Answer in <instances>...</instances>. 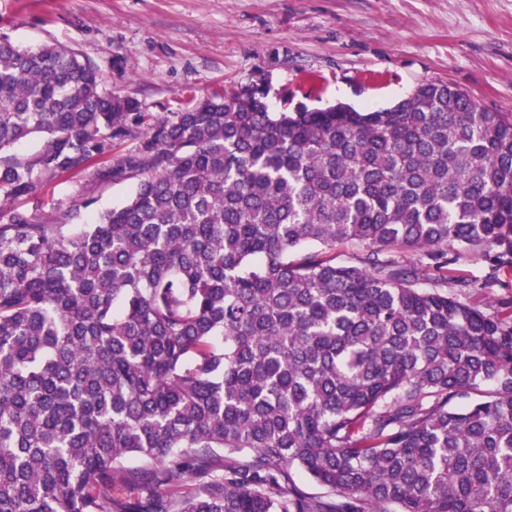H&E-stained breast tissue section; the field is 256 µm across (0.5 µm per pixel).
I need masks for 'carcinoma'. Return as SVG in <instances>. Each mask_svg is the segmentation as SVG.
<instances>
[{"label": "carcinoma", "instance_id": "cac0c4a2", "mask_svg": "<svg viewBox=\"0 0 512 512\" xmlns=\"http://www.w3.org/2000/svg\"><path fill=\"white\" fill-rule=\"evenodd\" d=\"M132 110L0 37V152L44 137L0 162V512H512V300L419 287L460 251L485 288L512 269V116L445 82L369 112L191 97L98 172L137 179L122 205L19 209Z\"/></svg>", "mask_w": 512, "mask_h": 512}]
</instances>
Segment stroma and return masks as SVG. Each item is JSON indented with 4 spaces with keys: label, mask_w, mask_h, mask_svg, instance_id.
Returning a JSON list of instances; mask_svg holds the SVG:
<instances>
[{
    "label": "stroma",
    "mask_w": 512,
    "mask_h": 512,
    "mask_svg": "<svg viewBox=\"0 0 512 512\" xmlns=\"http://www.w3.org/2000/svg\"><path fill=\"white\" fill-rule=\"evenodd\" d=\"M24 49L59 43L100 70L103 91L154 118L187 96L224 95L257 81L271 111L337 103L387 108L420 84L445 81L481 107L512 113V0H0V37ZM132 137L87 169L42 178L20 208L53 221L121 205L133 181H100L97 169L136 148ZM489 269L464 256L451 274L486 313L506 291L481 284Z\"/></svg>",
    "instance_id": "35a3bbf8"
}]
</instances>
